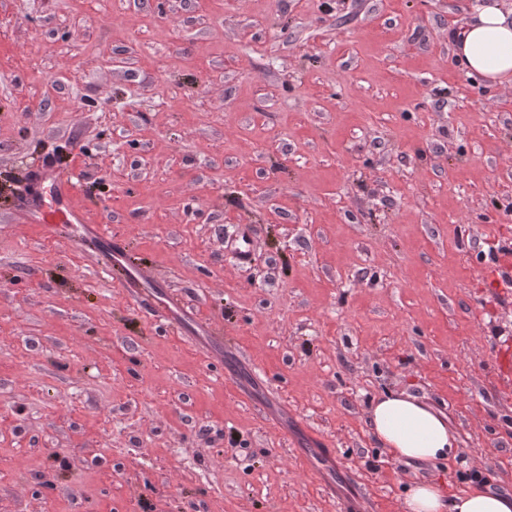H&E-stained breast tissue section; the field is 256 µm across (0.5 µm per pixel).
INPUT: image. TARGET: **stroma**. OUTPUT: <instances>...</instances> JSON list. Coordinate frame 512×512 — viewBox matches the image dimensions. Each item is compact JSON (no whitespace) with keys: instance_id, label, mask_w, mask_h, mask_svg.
<instances>
[{"instance_id":"35a3bbf8","label":"stroma","mask_w":512,"mask_h":512,"mask_svg":"<svg viewBox=\"0 0 512 512\" xmlns=\"http://www.w3.org/2000/svg\"><path fill=\"white\" fill-rule=\"evenodd\" d=\"M471 5L0 0V512H406L465 469L512 497V86L457 65ZM46 168L173 320L16 221ZM390 391L455 461L380 448ZM372 437L393 459L435 462L454 458L458 436L448 417L425 401L402 393L378 397L369 412Z\"/></svg>"}]
</instances>
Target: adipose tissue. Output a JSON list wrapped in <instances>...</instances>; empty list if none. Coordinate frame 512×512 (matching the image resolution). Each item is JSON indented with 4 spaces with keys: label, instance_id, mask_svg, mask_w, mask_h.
Returning <instances> with one entry per match:
<instances>
[{
    "label": "adipose tissue",
    "instance_id": "adipose-tissue-1",
    "mask_svg": "<svg viewBox=\"0 0 512 512\" xmlns=\"http://www.w3.org/2000/svg\"><path fill=\"white\" fill-rule=\"evenodd\" d=\"M454 54L466 77L482 85L512 84V13L494 0L478 5L474 21L458 29ZM372 437L393 459L435 462L454 457L458 436L447 416L416 397L389 393L378 397L369 412ZM407 512H512V498L477 487L448 492L437 482L414 484Z\"/></svg>",
    "mask_w": 512,
    "mask_h": 512
}]
</instances>
